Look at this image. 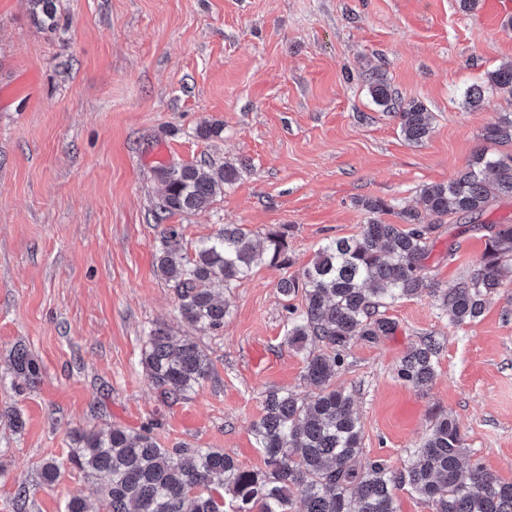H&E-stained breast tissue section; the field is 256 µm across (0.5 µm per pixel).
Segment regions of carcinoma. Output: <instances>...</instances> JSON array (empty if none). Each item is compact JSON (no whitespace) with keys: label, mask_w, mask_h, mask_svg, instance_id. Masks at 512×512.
Here are the masks:
<instances>
[{"label":"carcinoma","mask_w":512,"mask_h":512,"mask_svg":"<svg viewBox=\"0 0 512 512\" xmlns=\"http://www.w3.org/2000/svg\"><path fill=\"white\" fill-rule=\"evenodd\" d=\"M28 3L36 28H55L56 0ZM370 92L375 104L394 112L406 141L428 138L431 114L422 103H397L381 80L370 83ZM498 93L512 95V65L486 72L464 97L475 107ZM482 140L461 172L422 188L423 211L402 209L400 223L389 224L379 218L390 210L384 201L364 200L368 217L358 235L327 240L301 272L279 281L284 298H302L301 306L287 307L288 343L303 352L311 391L300 396L273 389L265 395L262 414L252 424L265 469L242 468L220 449L162 448L149 430L109 426L82 433L66 461L46 463V483L58 481L68 464L87 478L102 474L107 481L94 493L105 512H290L296 495L303 512H397L400 488L423 498L431 512H512V482L472 460L458 426L446 416L401 469L362 460L353 395L333 384L352 340L372 341L396 331V322L386 316L393 304L438 291L449 319L468 324L483 315L487 295L506 284L512 274L504 263L512 260V224L492 225L482 263L448 287L435 288L426 274L437 222L450 214L480 215L496 194L512 197V117L486 127ZM156 175L164 186L162 211L195 212L233 184L239 169L228 163L162 164ZM424 213L436 223H425ZM266 256L290 264L285 232L269 231L256 240L242 225L225 224L190 253L179 229L170 226L161 236L156 268L177 288L181 320L217 332L230 314L224 290L249 278ZM439 350L435 338L424 337L399 362L398 378L415 387L431 383ZM141 364L166 403L187 397L211 372L196 337L162 326L148 332ZM13 371L25 381L38 373L23 347L14 352Z\"/></svg>","instance_id":"carcinoma-1"}]
</instances>
